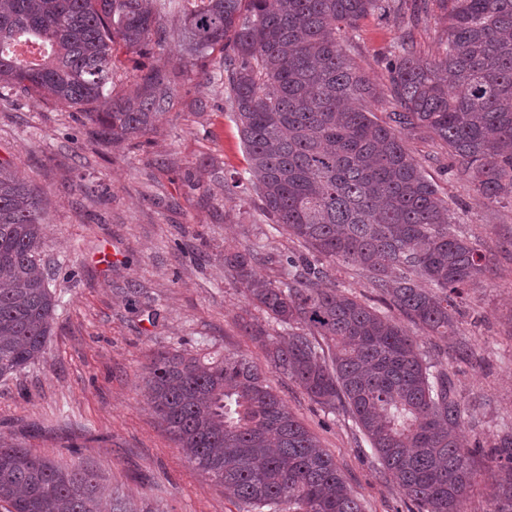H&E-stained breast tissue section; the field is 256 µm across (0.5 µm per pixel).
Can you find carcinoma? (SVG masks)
<instances>
[{
  "label": "carcinoma",
  "instance_id": "obj_1",
  "mask_svg": "<svg viewBox=\"0 0 512 512\" xmlns=\"http://www.w3.org/2000/svg\"><path fill=\"white\" fill-rule=\"evenodd\" d=\"M0 0V44L22 33L47 44L44 62L0 54V89L74 108L104 144L149 139L172 95L157 67L110 99L115 45L141 51L178 15L190 53L223 47L229 112L259 210L303 252L280 256L284 276L256 273L254 246L224 255L246 298L285 333L261 329L272 366L317 404L341 405L381 472L416 512H464L474 451L459 435L468 407L447 366L417 337L358 297L325 286L338 263L367 274L427 336L454 332L455 299L495 255L454 234L448 202L402 132L431 133L482 201L512 197V0H438L448 28L423 61L406 39L387 62L392 124L373 120L374 84L347 53L348 33L375 10L415 25L429 0ZM45 199L0 163V378L39 360L56 311L41 258ZM146 398L190 463L256 512H363L331 455L288 411L263 373L234 355H155ZM492 512H512V429L489 448ZM96 475L0 439L7 512H99Z\"/></svg>",
  "mask_w": 512,
  "mask_h": 512
}]
</instances>
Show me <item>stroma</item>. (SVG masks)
Returning a JSON list of instances; mask_svg holds the SVG:
<instances>
[{"label":"stroma","instance_id":"stroma-1","mask_svg":"<svg viewBox=\"0 0 512 512\" xmlns=\"http://www.w3.org/2000/svg\"><path fill=\"white\" fill-rule=\"evenodd\" d=\"M166 26L167 39L122 61L114 79L115 90H130L157 59L168 60L173 96L149 142L101 145L74 109L0 95V162L48 201L41 253L58 301L41 360L0 379V438L94 471L105 512H247L185 460L142 394L155 352L239 354L332 455L364 512H408L351 417L311 400L245 333L247 322L271 335L277 327L247 300L225 253L259 244L270 260L257 272L274 280L276 257L301 245L273 229L256 197L225 199V178L245 175L248 161L215 78L224 51L190 61L175 20ZM443 28L437 8L410 28L389 13L359 21L351 55L380 94L368 104L379 123L390 120L386 62L396 45L411 37L422 59H434ZM405 139L448 201L454 233L496 256L469 287L454 336L419 339L470 405L462 431L482 447L474 462L483 474L492 465L486 447L512 422V202L478 201L427 133ZM461 339L473 360L455 358Z\"/></svg>","mask_w":512,"mask_h":512}]
</instances>
